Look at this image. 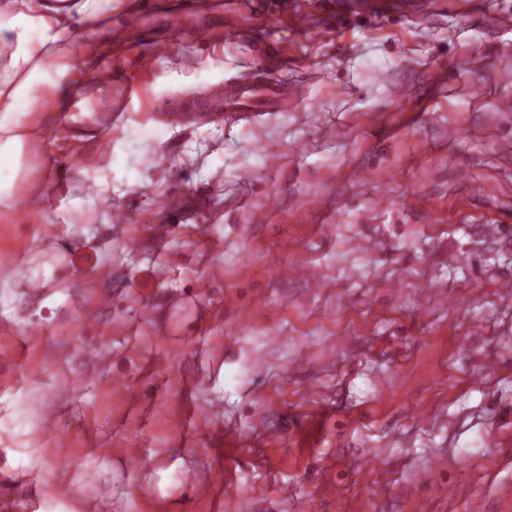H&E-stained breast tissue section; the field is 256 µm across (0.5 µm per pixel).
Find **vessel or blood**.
Returning a JSON list of instances; mask_svg holds the SVG:
<instances>
[{"label":"vessel or blood","instance_id":"vessel-or-blood-1","mask_svg":"<svg viewBox=\"0 0 512 512\" xmlns=\"http://www.w3.org/2000/svg\"><path fill=\"white\" fill-rule=\"evenodd\" d=\"M133 93L131 85H121L109 67H101L91 78L87 89L95 111L116 113ZM302 95L299 86L289 85L268 75L231 78L211 86L204 93L205 117L224 121L255 118L267 112L287 109L290 102Z\"/></svg>","mask_w":512,"mask_h":512}]
</instances>
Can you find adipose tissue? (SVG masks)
Instances as JSON below:
<instances>
[{
	"label": "adipose tissue",
	"instance_id": "adipose-tissue-1",
	"mask_svg": "<svg viewBox=\"0 0 512 512\" xmlns=\"http://www.w3.org/2000/svg\"><path fill=\"white\" fill-rule=\"evenodd\" d=\"M106 20L102 0H0V213L15 208L45 134L43 102L64 96Z\"/></svg>",
	"mask_w": 512,
	"mask_h": 512
}]
</instances>
